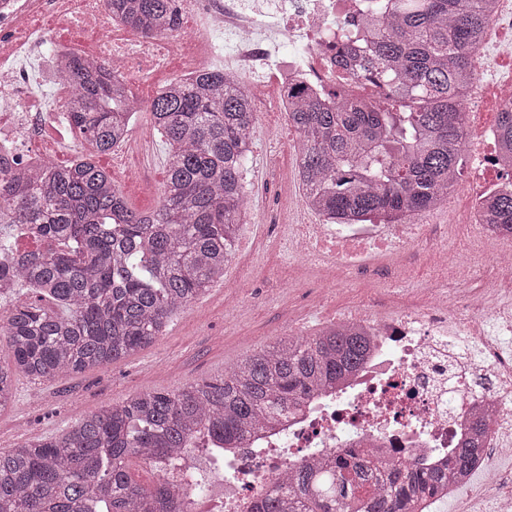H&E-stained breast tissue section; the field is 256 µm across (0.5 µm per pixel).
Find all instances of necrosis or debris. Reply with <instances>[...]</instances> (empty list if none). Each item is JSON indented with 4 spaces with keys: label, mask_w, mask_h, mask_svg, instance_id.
Here are the masks:
<instances>
[{
    "label": "necrosis or debris",
    "mask_w": 512,
    "mask_h": 512,
    "mask_svg": "<svg viewBox=\"0 0 512 512\" xmlns=\"http://www.w3.org/2000/svg\"><path fill=\"white\" fill-rule=\"evenodd\" d=\"M396 2L175 0L180 17L193 19V26L129 39L126 25L109 14L107 0H0V157L33 168L82 154L78 148L61 151L43 136L65 117L37 72L45 64L59 74L77 53L57 37L56 26L92 32L95 39L80 52L83 57L107 63L129 80L153 78L173 56L181 59L186 77L221 64L244 86L258 117L274 110L284 117L298 99L322 101L353 85V71L371 51L356 32L366 20L380 25ZM511 29L512 0H500L462 100L470 133L459 184L462 206L449 209L448 222L466 224L471 233L458 250H449L439 226L420 216L401 224H329L320 218L283 227L297 265L322 272L309 307L323 305L328 292L370 258L414 247L435 259L441 281L457 285V292L442 291L424 305L405 304L389 314L371 306L350 309L337 325L369 341L358 368L299 405L271 412L234 444L196 438L180 457L157 459L164 479L185 491L180 512H257L280 471L319 454L382 453L416 469L442 468L482 423L488 433L476 493L500 492L496 512H512V473L493 464L512 442L504 436L512 429V348L486 342L475 354L462 345L484 335L485 324L495 318L512 335V315L502 316L496 302L500 281H512V247H478L512 238L484 218L494 195L512 191V159L496 153L495 125L486 119L512 108V71L496 62ZM480 262L496 276L478 285ZM203 466L209 485L198 493L186 482L190 470Z\"/></svg>",
    "instance_id": "obj_1"
}]
</instances>
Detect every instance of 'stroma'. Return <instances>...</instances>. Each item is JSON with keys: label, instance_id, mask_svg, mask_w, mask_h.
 <instances>
[{"label": "stroma", "instance_id": "1", "mask_svg": "<svg viewBox=\"0 0 512 512\" xmlns=\"http://www.w3.org/2000/svg\"><path fill=\"white\" fill-rule=\"evenodd\" d=\"M292 135L285 127L276 133L260 122L254 126L245 182L263 224L257 229L240 226L223 281L175 318L165 335L133 357L70 376L37 381L18 377L13 404L0 413V448L55 434L81 415L139 391L171 390L223 374L231 365L286 336L289 324H298L302 333H315L351 307L367 302V284L380 286L375 300L381 312L386 311L390 286L397 281L405 300H423L437 280L412 249L405 255L408 278L398 279L396 268L376 261L354 270L319 309L307 308L302 289L289 286L293 257L284 247L275 252L264 250L261 240L275 236L274 213L280 204L267 153L272 139L284 143ZM152 143L155 164L144 185L121 188L141 210L157 207L165 180L161 135H154Z\"/></svg>", "mask_w": 512, "mask_h": 512}]
</instances>
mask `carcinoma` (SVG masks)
<instances>
[{
    "label": "carcinoma",
    "mask_w": 512,
    "mask_h": 512,
    "mask_svg": "<svg viewBox=\"0 0 512 512\" xmlns=\"http://www.w3.org/2000/svg\"><path fill=\"white\" fill-rule=\"evenodd\" d=\"M495 0H406L387 20L364 69L384 89L374 106L349 96L335 107L301 102L288 121L302 141L300 167L311 205L329 223L420 216L448 197L464 173L460 101L472 77ZM112 15L151 33L175 28L172 0H110ZM60 109L99 154L133 128L129 85L79 55ZM146 112L165 138L166 180L158 206L137 210L95 162L37 171L0 167V224H39L43 241L0 263L10 292L30 288L0 320L10 363H0V411L15 379L103 368L164 335L173 317L224 279L245 206L244 172L257 120L251 100L224 73L172 80ZM496 146L512 154V109L497 113ZM491 224L512 230V193L491 200ZM49 304H44V301ZM366 337L336 327L285 336L213 381L145 390L90 412L44 441L0 448V512H172L163 477L145 489L130 462L153 466L203 428L236 440L273 409L287 408L358 367ZM473 439L448 469L391 468L381 459L311 460L275 482L259 512H413L420 498L463 482L484 452Z\"/></svg>",
    "instance_id": "cac0c4a2"
}]
</instances>
